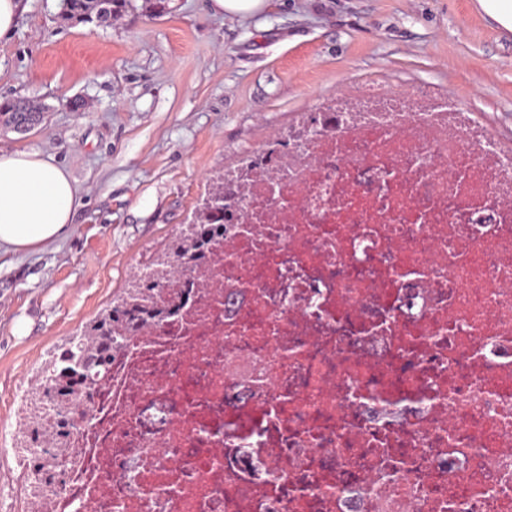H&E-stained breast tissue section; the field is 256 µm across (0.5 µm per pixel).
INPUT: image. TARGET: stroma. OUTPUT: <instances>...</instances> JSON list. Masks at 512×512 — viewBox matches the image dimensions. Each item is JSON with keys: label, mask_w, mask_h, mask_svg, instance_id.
I'll return each instance as SVG.
<instances>
[{"label": "stroma", "mask_w": 512, "mask_h": 512, "mask_svg": "<svg viewBox=\"0 0 512 512\" xmlns=\"http://www.w3.org/2000/svg\"><path fill=\"white\" fill-rule=\"evenodd\" d=\"M61 8L21 0L0 40V101L46 109L29 132L0 127V151L52 156L79 195L58 239L0 249V426L32 371L193 220L208 173L320 96L350 81L429 82L512 142V34L476 0H267L247 17L211 0H170L160 15L128 0L108 28L63 23Z\"/></svg>", "instance_id": "stroma-1"}]
</instances>
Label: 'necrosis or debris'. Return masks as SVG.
<instances>
[{"mask_svg": "<svg viewBox=\"0 0 512 512\" xmlns=\"http://www.w3.org/2000/svg\"><path fill=\"white\" fill-rule=\"evenodd\" d=\"M223 181V237L138 274L163 312L82 418L44 371L16 392L24 512H512V148L371 84Z\"/></svg>", "mask_w": 512, "mask_h": 512, "instance_id": "obj_1", "label": "necrosis or debris"}]
</instances>
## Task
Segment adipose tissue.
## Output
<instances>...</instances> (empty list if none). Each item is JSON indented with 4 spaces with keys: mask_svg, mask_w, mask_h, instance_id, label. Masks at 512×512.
<instances>
[{
    "mask_svg": "<svg viewBox=\"0 0 512 512\" xmlns=\"http://www.w3.org/2000/svg\"><path fill=\"white\" fill-rule=\"evenodd\" d=\"M77 207V187L50 159L0 151V247L26 251L57 239Z\"/></svg>",
    "mask_w": 512,
    "mask_h": 512,
    "instance_id": "1",
    "label": "adipose tissue"
}]
</instances>
